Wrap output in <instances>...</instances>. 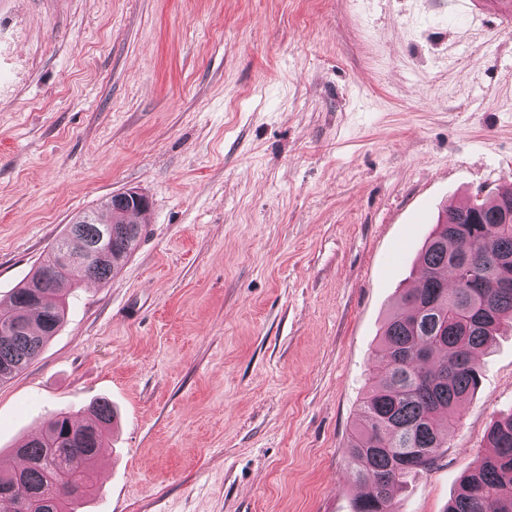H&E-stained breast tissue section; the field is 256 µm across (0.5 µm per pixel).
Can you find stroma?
<instances>
[{"mask_svg":"<svg viewBox=\"0 0 512 512\" xmlns=\"http://www.w3.org/2000/svg\"><path fill=\"white\" fill-rule=\"evenodd\" d=\"M0 0V301L129 188L142 234L0 384V459L116 418L79 512H352L374 348L444 207L512 186V8ZM398 512H445L512 412V328Z\"/></svg>","mask_w":512,"mask_h":512,"instance_id":"obj_1","label":"stroma"}]
</instances>
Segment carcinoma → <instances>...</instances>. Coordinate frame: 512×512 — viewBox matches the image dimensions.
<instances>
[{"instance_id":"obj_1","label":"carcinoma","mask_w":512,"mask_h":512,"mask_svg":"<svg viewBox=\"0 0 512 512\" xmlns=\"http://www.w3.org/2000/svg\"><path fill=\"white\" fill-rule=\"evenodd\" d=\"M512 187L488 199H470L442 212L419 254L420 277L401 296L402 311L385 322L375 350L376 367L361 401L363 425L354 435L349 459L363 491L353 512H397L394 490L416 470L432 468L464 403L481 383L478 353L502 321L512 320V288H496L490 276L496 260L512 256V223L501 224L502 205ZM100 209L109 220L70 224L33 273L0 303V383L23 372L62 324L66 301L60 284L67 273L53 266L57 252L76 257L71 268L95 280L112 277L119 260L135 250L140 224H117L120 201ZM110 227L108 255L92 253L99 228ZM471 245L482 263L486 287H470L464 250ZM54 413L44 432L25 441L16 454L28 465L0 472V485L17 482L35 503L57 492L54 512H76L96 492V470L114 412L106 400L84 410ZM489 452L464 475L446 512H512V413L486 434Z\"/></svg>"}]
</instances>
